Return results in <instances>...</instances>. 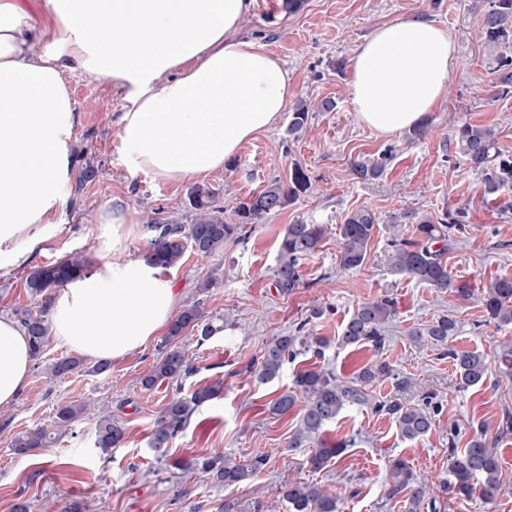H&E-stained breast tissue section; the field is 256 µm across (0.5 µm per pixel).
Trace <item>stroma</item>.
<instances>
[{"label":"stroma","mask_w":512,"mask_h":512,"mask_svg":"<svg viewBox=\"0 0 512 512\" xmlns=\"http://www.w3.org/2000/svg\"><path fill=\"white\" fill-rule=\"evenodd\" d=\"M487 0H302L296 9L283 0H256L241 32L288 70L291 104H306L308 124L288 131L290 112H282L267 132L244 142L223 172L204 179L218 206L232 214L240 198L259 192L272 180L287 179L294 166L309 177L308 192L256 224L244 241L227 240L223 250L203 258L186 252L167 269L175 283L177 307L196 305L205 317L224 320L226 327L207 341L186 330L178 340L192 357L194 372L177 384L144 388L141 380L163 355L164 336L114 360L107 372L84 371L50 379L45 369L68 356L69 348L50 341L29 384L8 406L0 407V512H12L17 498L30 502V512H288L287 502L272 495L289 482H315L341 496L340 512H405L402 498H389L385 478L393 459L407 460L418 480L438 486L449 480L448 439L457 428V447L485 433L494 443L504 480L491 501L441 494L435 508L421 512H512V434L501 433L505 410H512V377L500 362L505 344H512V326L487 323L481 303L487 283L512 278V190L487 194L483 178L457 149L453 134L468 122L494 128L503 158L512 161V93L495 89V56L480 38ZM422 15L448 32L457 46L451 64L448 94L425 120L426 133L382 135L360 123L347 90L355 47L382 23ZM78 112L71 164L76 173L55 220L58 230L35 254L33 266L53 263L71 254L97 260L103 244L101 214L115 208L129 212L138 232L128 252L148 250L151 219L192 223L191 181L169 182L130 174L119 137V117L126 102L111 82L92 75L69 77ZM333 109H324L325 101ZM357 162H380L374 179L352 173ZM96 170L93 181L80 182L85 164ZM369 208L377 226L364 263L342 270L339 226L356 209ZM467 212L463 233H452L444 254L456 282L469 284L473 295L463 300L452 291L432 288L393 273L388 255V226L394 216L412 210L441 214ZM320 224L325 237L319 250L303 260L298 288L281 293L273 284L281 235L295 222ZM208 289L199 284L206 278ZM392 298L396 312L387 325L381 350L337 344L342 324L361 303ZM325 313L315 318L314 305ZM442 314L461 323L448 348L480 350L489 356L483 383L463 389L455 367L441 348L413 344L409 330ZM305 325L327 347L321 359L301 354L285 363L279 375L258 382L250 364L259 362L264 346ZM391 364L393 378L374 384L372 403L346 408L328 425L325 437L342 440L345 451L319 471L306 460L312 443L286 451L289 436L300 423V411L271 413L273 399L293 387L297 371L311 363L340 380L349 379L373 357ZM221 385L216 398L197 407L187 428L171 444L168 459H158L149 441L154 421L172 393L187 398L204 386ZM432 397L440 411L432 432L422 440H402L389 415L374 402L422 404ZM84 402L88 408L72 433L52 440L25 457L11 451L21 433L51 425L58 406ZM112 413L126 427L128 438L110 454L95 448V425ZM246 462L264 454L265 468L247 481L229 487L203 474L184 475L172 460L192 461L212 453Z\"/></svg>","instance_id":"stroma-1"}]
</instances>
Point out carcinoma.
Returning a JSON list of instances; mask_svg holds the SVG:
<instances>
[{
  "mask_svg": "<svg viewBox=\"0 0 512 512\" xmlns=\"http://www.w3.org/2000/svg\"><path fill=\"white\" fill-rule=\"evenodd\" d=\"M481 37L488 49L497 52L496 87L499 93L512 92V0H487L482 15ZM309 112L298 106L291 114L288 131L296 133L308 123ZM454 140L471 168L481 175L485 191L494 194L505 186H512V162L501 157L497 146V135L489 127L464 123L458 127ZM309 181L303 168L295 166L284 183L274 179L258 193L241 198L234 206L232 221L224 219V209L215 205L214 193L207 187L194 186L190 189L189 202L196 217L194 223L163 224L155 221L147 228L152 232L149 240L148 258L161 268L178 264L187 248L194 249L202 256H210L224 248V241L241 239L249 233L247 225L284 208L289 202L305 193ZM466 213L459 209L455 213H443L436 217L419 215L407 211L401 220L392 225L390 239L391 269L406 275L419 283L433 288L452 289L458 297L467 300L472 292L467 285H457L448 272V265L442 259L445 244L451 241L452 229L462 227ZM413 221L415 239L403 237L405 224ZM376 226L375 214L365 208L348 214L340 225L341 249L337 261L342 269H353L365 261L367 246ZM320 224L296 222L288 225L279 243L278 261L273 271L274 285L283 293L299 286V264L306 256L314 254L324 237ZM443 244L437 249L435 245ZM88 261L82 256H68L45 266L37 267L26 277L25 288L34 308L15 310L17 320L27 330L33 359L40 360L43 349L51 336L52 327L48 320L52 292L62 288L73 277L86 272ZM482 304L487 317L500 326L512 325V279H496L484 289ZM395 304L384 298L364 302L350 315L338 336V345L356 347L371 343L376 349L384 345V329L394 315ZM197 328L200 339L206 340L221 326L204 317L196 307L190 306L171 323L165 351L159 365L143 379V385L152 387L157 382H176L191 374L195 367L191 357L177 340L187 328ZM459 332V322L447 315L438 316L409 332L418 344L428 343L434 347L447 348L448 339ZM326 343L315 336H301L295 333L276 337L264 350L255 374L261 381H271L279 374L283 364L296 355V351L311 352L319 358ZM453 360L459 380L464 386H474L484 381L488 372L486 355L478 350L457 353L448 351ZM84 361L78 357L59 358L48 366V374L61 378L80 370ZM390 374V364L374 360L362 366L348 381L335 379L319 367H313L297 374L294 388L272 401L270 410L286 415L299 407L303 409L299 427L293 431L286 448H300L305 442L316 439L321 447L309 456L307 463L312 470L322 468L329 459L337 457L344 449L343 442H328L321 438L323 428L346 408L367 404L371 400L368 387ZM219 387L205 386L195 391L186 400L173 396L158 414L151 432L150 445L159 456H167L170 442L189 424L194 408L215 398ZM376 409L392 417L400 437L407 441H418L426 437L435 424V413L430 407L406 406L401 403L378 402ZM83 404L69 403L58 408L53 427L70 430L72 424L85 412ZM50 432L46 428L29 431L17 436L12 444L13 454L18 457L29 455L34 449L48 443ZM127 439L126 428L107 414L99 418L95 427V447L108 454L120 447ZM267 456L257 455L243 464L231 462L221 453L202 457L194 466L208 474L215 482L231 486L245 481L264 469ZM449 473L452 480L440 487V492H451L455 497L471 499L479 495L485 500L496 498L504 488L496 453L488 445L484 434H476L468 445L457 450L451 449ZM388 496L394 498L408 493L406 512H421L428 505L435 507L434 489L418 481L408 463L396 458L392 460L387 477ZM278 495L289 504V512H339L338 497L327 488L316 483L293 482L276 488Z\"/></svg>",
  "mask_w": 512,
  "mask_h": 512,
  "instance_id": "obj_1",
  "label": "carcinoma"
}]
</instances>
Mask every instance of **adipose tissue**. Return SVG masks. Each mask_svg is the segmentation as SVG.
<instances>
[{
	"mask_svg": "<svg viewBox=\"0 0 512 512\" xmlns=\"http://www.w3.org/2000/svg\"><path fill=\"white\" fill-rule=\"evenodd\" d=\"M33 23L22 0H0V279L57 232L78 122L66 81L107 78L123 89L119 119L130 173L164 181L223 171L270 128L289 99L288 71L244 38L253 0H42ZM456 45L416 15L376 27L355 49L348 93L358 119L392 135L421 125L448 93ZM103 256L55 296L59 343L120 359L171 323L173 283L128 254L137 225L121 209L100 217ZM27 333L0 316V406L29 382Z\"/></svg>",
	"mask_w": 512,
	"mask_h": 512,
	"instance_id": "ef3b65f1",
	"label": "adipose tissue"
}]
</instances>
